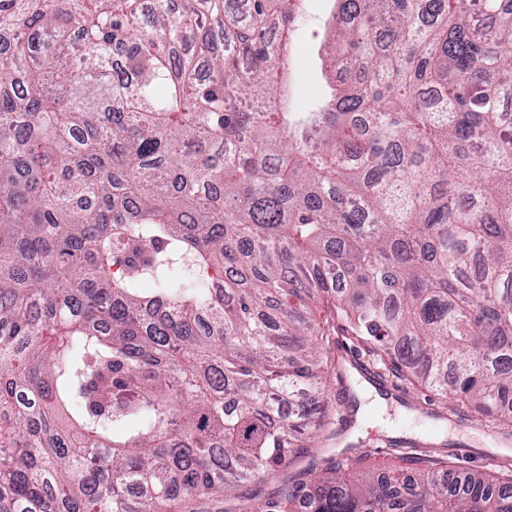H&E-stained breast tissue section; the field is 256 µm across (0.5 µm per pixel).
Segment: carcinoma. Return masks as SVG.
<instances>
[{
	"mask_svg": "<svg viewBox=\"0 0 512 512\" xmlns=\"http://www.w3.org/2000/svg\"><path fill=\"white\" fill-rule=\"evenodd\" d=\"M337 2L295 112L299 0H0V512H512L292 470L341 336L512 427V4Z\"/></svg>",
	"mask_w": 512,
	"mask_h": 512,
	"instance_id": "carcinoma-1",
	"label": "carcinoma"
}]
</instances>
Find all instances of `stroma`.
Masks as SVG:
<instances>
[{
	"label": "stroma",
	"mask_w": 512,
	"mask_h": 512,
	"mask_svg": "<svg viewBox=\"0 0 512 512\" xmlns=\"http://www.w3.org/2000/svg\"><path fill=\"white\" fill-rule=\"evenodd\" d=\"M335 0H303L293 30L290 60L292 102L305 111L328 88L321 48ZM341 368L328 374L329 397L339 437L322 438L316 461L345 455L361 457L362 467L399 468L394 451L413 448L447 458L461 470L495 472L512 463V435L494 432L433 393L413 388L391 374H378L363 345L346 338L335 347Z\"/></svg>",
	"instance_id": "obj_1"
}]
</instances>
